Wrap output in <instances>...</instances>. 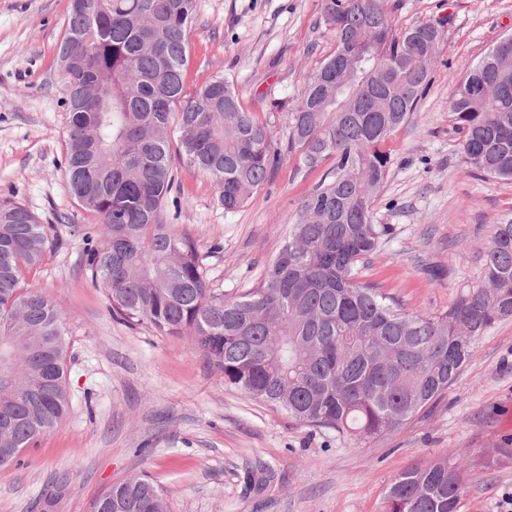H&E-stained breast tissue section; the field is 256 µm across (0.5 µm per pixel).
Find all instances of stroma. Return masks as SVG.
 Wrapping results in <instances>:
<instances>
[{"label":"stroma","instance_id":"obj_1","mask_svg":"<svg viewBox=\"0 0 512 512\" xmlns=\"http://www.w3.org/2000/svg\"><path fill=\"white\" fill-rule=\"evenodd\" d=\"M71 0H0V197L40 215L56 248L29 274L61 311L70 410L0 469V512H90L112 484L149 476L167 512H385L393 480L454 455L466 463L459 512H507L512 497V319L474 347L447 392L402 430L370 444L301 425L225 386L187 336L114 318L84 264L100 225L75 202L62 159L68 112L57 52ZM400 26L448 17L418 111L390 140L396 162L373 199L391 228L367 281L409 313L438 314L479 283L495 224L512 215V180L468 167L451 121L455 80L512 35V0H386ZM185 92L230 77L272 130L279 162L237 210L206 176L179 167L165 219L195 240L212 288L256 287L305 197L331 168L305 167L288 142L289 109L335 48L322 0H197Z\"/></svg>","mask_w":512,"mask_h":512}]
</instances>
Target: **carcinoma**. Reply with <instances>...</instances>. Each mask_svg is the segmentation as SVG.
Returning <instances> with one entry per match:
<instances>
[{
    "instance_id": "1",
    "label": "carcinoma",
    "mask_w": 512,
    "mask_h": 512,
    "mask_svg": "<svg viewBox=\"0 0 512 512\" xmlns=\"http://www.w3.org/2000/svg\"><path fill=\"white\" fill-rule=\"evenodd\" d=\"M196 0H72L60 47L68 106L65 169L71 195L98 218L86 249L113 314L158 336L187 334L233 386L292 420L360 442L393 434L448 390L476 340L512 318V218L484 247L483 279L439 315L405 313L364 279L389 227L372 198L393 164L388 143L432 83L448 18L400 27L384 0H323L336 47L307 77L288 137L309 168L333 160L330 179L304 200L288 241L256 288L226 299L209 288L194 240L163 208L176 173L169 129L187 166L208 176L224 210L269 178L271 130L220 76L186 96ZM463 161L512 180V36L454 83L450 102ZM56 239L38 214L0 197V468L52 432L69 407L61 312L24 286ZM470 337L462 350L458 337ZM461 463L401 473L386 512H458ZM91 512H166L161 489L134 476L98 496Z\"/></svg>"
}]
</instances>
